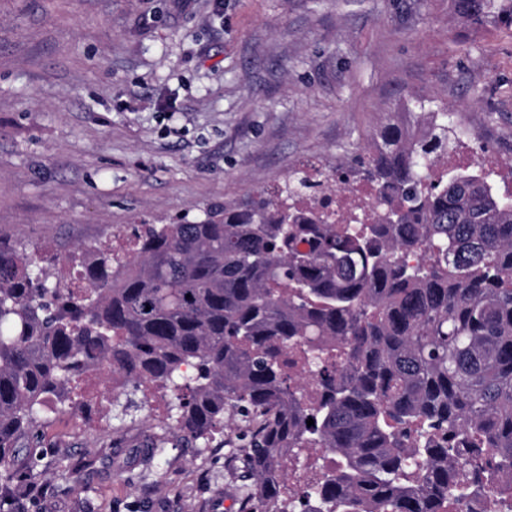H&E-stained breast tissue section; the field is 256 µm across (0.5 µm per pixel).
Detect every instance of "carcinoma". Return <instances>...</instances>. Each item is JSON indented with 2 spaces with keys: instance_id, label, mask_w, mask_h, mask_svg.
Returning <instances> with one entry per match:
<instances>
[{
  "instance_id": "cac0c4a2",
  "label": "carcinoma",
  "mask_w": 512,
  "mask_h": 512,
  "mask_svg": "<svg viewBox=\"0 0 512 512\" xmlns=\"http://www.w3.org/2000/svg\"><path fill=\"white\" fill-rule=\"evenodd\" d=\"M453 2L469 24L512 27V0ZM446 117L424 114V137L387 127L332 181L297 169L200 221L77 247L78 286L51 280L59 257L0 236V512L48 400L105 370L124 413L170 391L166 419L190 442L224 431L226 410L252 415L245 512H286L287 464L309 449L336 464L300 512H445L512 469V193L431 175ZM360 169L378 220L339 224L331 196Z\"/></svg>"
}]
</instances>
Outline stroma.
I'll use <instances>...</instances> for the list:
<instances>
[{
	"instance_id": "stroma-1",
	"label": "stroma",
	"mask_w": 512,
	"mask_h": 512,
	"mask_svg": "<svg viewBox=\"0 0 512 512\" xmlns=\"http://www.w3.org/2000/svg\"><path fill=\"white\" fill-rule=\"evenodd\" d=\"M512 160V30L451 0H0V234L65 253L351 166L414 106ZM163 391L117 418L58 406L14 512H240L241 412L209 445ZM157 440L153 458L143 443Z\"/></svg>"
}]
</instances>
